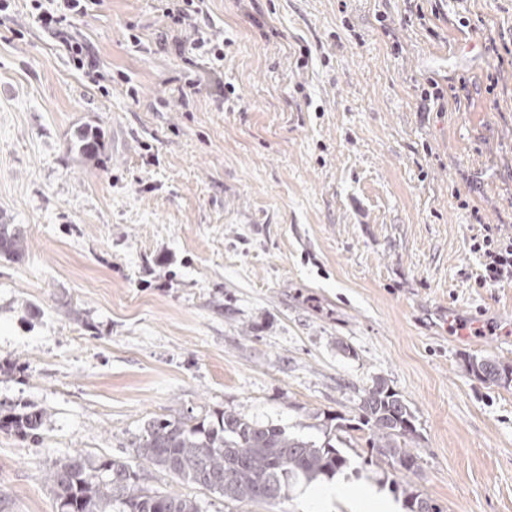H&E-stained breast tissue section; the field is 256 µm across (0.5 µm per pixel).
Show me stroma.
Segmentation results:
<instances>
[{
	"mask_svg": "<svg viewBox=\"0 0 512 512\" xmlns=\"http://www.w3.org/2000/svg\"><path fill=\"white\" fill-rule=\"evenodd\" d=\"M157 5L73 21L102 87L29 0L0 21V218L28 242L0 258V401L49 413L40 443L0 431L6 512H55L56 459L122 456L153 416L316 437L378 379L417 418L413 485L445 512H512V387L464 370L512 364V284L479 286L470 249L512 233V0H209L216 74L164 44ZM192 77L208 90L177 98ZM431 79L474 108L429 109ZM86 126L93 163L70 146ZM145 475L203 512L353 510L304 483L235 506ZM465 371L483 383L503 387L512 384V364L492 358H469L466 360Z\"/></svg>",
	"mask_w": 512,
	"mask_h": 512,
	"instance_id": "obj_1",
	"label": "stroma"
}]
</instances>
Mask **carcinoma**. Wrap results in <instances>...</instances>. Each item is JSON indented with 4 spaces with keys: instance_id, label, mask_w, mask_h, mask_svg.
Listing matches in <instances>:
<instances>
[{
    "instance_id": "obj_1",
    "label": "carcinoma",
    "mask_w": 512,
    "mask_h": 512,
    "mask_svg": "<svg viewBox=\"0 0 512 512\" xmlns=\"http://www.w3.org/2000/svg\"><path fill=\"white\" fill-rule=\"evenodd\" d=\"M102 147L101 136L85 129L72 148L92 159ZM27 240L16 224L0 223V258L21 261ZM465 371L495 386L512 385V364L492 358L466 360ZM356 430L367 432V465L387 466L399 475L392 492L401 496L405 512H444L407 477L404 468L418 455L409 448L417 432L416 417L407 401L384 381L365 389L358 403ZM48 413L35 404L3 408L0 430L24 440L41 438ZM345 425L324 417L322 436L303 437L282 424L256 422L225 410L195 418L173 414L154 417L131 441L125 457H95L75 449L57 459L45 474L56 512H202L197 500L144 486L145 466H152L182 483L197 486L227 502L278 504L299 483L331 479L350 468L354 459L341 448Z\"/></svg>"
}]
</instances>
